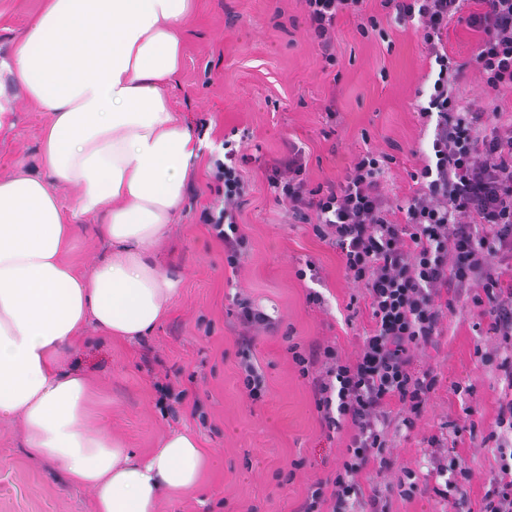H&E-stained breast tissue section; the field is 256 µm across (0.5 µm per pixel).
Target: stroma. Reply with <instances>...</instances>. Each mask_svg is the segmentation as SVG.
I'll list each match as a JSON object with an SVG mask.
<instances>
[{
	"label": "stroma",
	"mask_w": 512,
	"mask_h": 512,
	"mask_svg": "<svg viewBox=\"0 0 512 512\" xmlns=\"http://www.w3.org/2000/svg\"><path fill=\"white\" fill-rule=\"evenodd\" d=\"M42 0H0V56L37 17ZM357 17L337 19L335 66H326L310 38L299 0H194L182 27L183 62L168 88L178 117L203 141L189 170L185 197L173 217L157 261L179 282L167 316L146 336L107 338L88 328L62 367L91 378L103 395L96 427L108 430L138 456L176 431L193 432L208 459L194 490L162 496L157 512H294L308 487L334 473L343 448L322 437L310 385L288 352L289 342L337 346L354 356V336L367 326L359 290L350 283L336 253L306 225L292 224L264 181L263 162L280 157L285 141L301 143L311 183L343 175L363 148L390 151L399 145L389 188L397 197L411 191V150L429 149L432 127L419 109L431 86L413 28L387 24L388 40L361 36ZM336 120H328V106ZM48 115L23 99L0 125V180L35 170L40 132ZM243 132L246 175L255 190L243 212L250 248L238 272L224 262V248L200 222L211 195L206 187L209 156L225 134ZM70 259L89 272L109 254L95 219L79 216ZM313 260L321 281L299 277ZM320 292L323 307L307 304ZM250 297L276 318L275 335L261 337L257 356L267 391L251 400L238 372L235 294ZM357 313L345 323V307ZM475 336L455 318L428 361L443 376L410 438L398 439L388 482L403 470L426 471L423 437L437 433L450 410L453 382L475 383L473 399L483 425L496 415L503 383L473 354ZM170 382L187 389L207 414L190 416L185 403L168 408L157 387ZM21 418L0 419V512H94V495L68 484L54 463L30 457ZM473 479L466 498L451 504L393 497L391 512H478L483 488L496 466L483 450L468 453Z\"/></svg>",
	"instance_id": "stroma-1"
}]
</instances>
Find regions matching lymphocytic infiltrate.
<instances>
[{
    "label": "lymphocytic infiltrate",
    "instance_id": "lymphocytic-infiltrate-1",
    "mask_svg": "<svg viewBox=\"0 0 512 512\" xmlns=\"http://www.w3.org/2000/svg\"><path fill=\"white\" fill-rule=\"evenodd\" d=\"M308 33L323 60L335 64L336 20L355 15L361 35L386 37L384 21L413 25L430 65L438 69L423 119L434 124L430 152L416 151L409 173L413 190L395 202L384 174L394 155L365 148L343 175L310 184L306 151L289 143L286 157L264 171L275 200L291 220L308 225L333 249L345 275L365 288L370 325L359 336L355 357L333 345L291 344L288 351L308 378L320 431L344 445L334 475L316 480L296 512H389V496L363 490V481L389 469L397 438L409 436L441 382L424 361L438 348L445 322L466 309L479 335L474 353L502 375L506 387L493 425L479 428L472 406L448 417L426 444L444 449L426 474L404 471L400 497L443 501L466 497L472 479L464 453L484 448L497 468L485 487L480 512H512V113L498 104H463L456 85L478 72L493 91L512 90V0H475L467 22L477 38L464 61L450 58L448 22L466 0H300ZM223 158L208 173L213 201L201 218L224 246L229 268L239 266L249 239L240 223L251 182L235 141L223 142ZM238 370L252 400L266 392L254 348L276 324L237 299Z\"/></svg>",
    "mask_w": 512,
    "mask_h": 512
}]
</instances>
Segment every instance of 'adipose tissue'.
<instances>
[{
    "mask_svg": "<svg viewBox=\"0 0 512 512\" xmlns=\"http://www.w3.org/2000/svg\"><path fill=\"white\" fill-rule=\"evenodd\" d=\"M191 10L192 0H43L0 62V116L18 95L50 114L38 170L0 180V418L21 417L29 455L92 488L96 512H157L206 463L187 431L145 458L90 431L99 393L61 369L87 325L143 336L177 291L154 254L202 148L167 94ZM54 180L80 188L75 213L97 219L111 246L89 274L67 260L76 226Z\"/></svg>",
    "mask_w": 512,
    "mask_h": 512,
    "instance_id": "obj_1",
    "label": "adipose tissue"
}]
</instances>
